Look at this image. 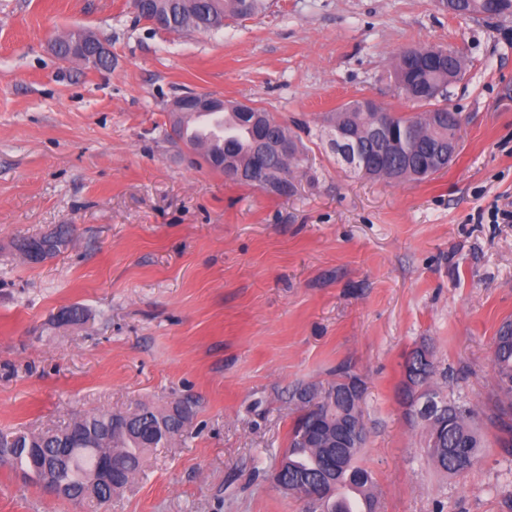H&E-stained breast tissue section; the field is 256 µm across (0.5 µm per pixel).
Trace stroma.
Returning a JSON list of instances; mask_svg holds the SVG:
<instances>
[{
  "mask_svg": "<svg viewBox=\"0 0 512 512\" xmlns=\"http://www.w3.org/2000/svg\"><path fill=\"white\" fill-rule=\"evenodd\" d=\"M95 34L100 71L54 39ZM465 61L447 168L367 179L324 117L369 97L417 113L390 72L407 46ZM205 91L306 124L295 191L238 184L170 144L169 104ZM512 16L438 0H268L210 32L136 20L126 0H0V432H40L146 402L192 403L183 438L151 449L100 512H302L271 480L302 412L338 370L357 377L377 512H512V448L493 417V341L512 320ZM77 232L33 264L15 246ZM82 306L85 323L59 322ZM432 352L483 419L486 451L451 475L406 415L404 365ZM0 512H91L0 465Z\"/></svg>",
  "mask_w": 512,
  "mask_h": 512,
  "instance_id": "stroma-1",
  "label": "stroma"
}]
</instances>
